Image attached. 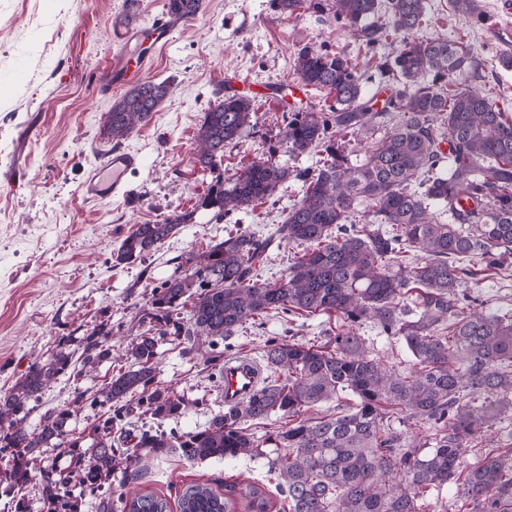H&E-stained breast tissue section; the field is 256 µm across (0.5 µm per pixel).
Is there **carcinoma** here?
<instances>
[{"mask_svg": "<svg viewBox=\"0 0 512 512\" xmlns=\"http://www.w3.org/2000/svg\"><path fill=\"white\" fill-rule=\"evenodd\" d=\"M202 0H167V13L194 17ZM292 15L302 9L341 22L369 48L401 36L386 67L401 88L383 107L363 92L351 59L319 46L297 52L295 70L305 88L325 90L326 111L291 114L283 131L288 153L321 154L316 169L297 170L270 159L254 160L229 181L211 182L199 208L213 219L254 207L288 180L302 182V197L265 238L242 231L213 240L186 259L189 272H174L153 289L137 326L150 328L132 340L129 366L97 390L77 392L76 402L104 413L85 436L72 437L71 412L47 408L38 427L27 418L42 395L64 375L78 379L111 358L103 326L79 339L81 353L66 351L62 336L51 359L31 363L0 394V455L11 512H30L26 490L39 472L42 512H84V492L95 512H167L166 499L128 498L125 488L145 457L177 455L189 462L242 455L266 459L288 512H421L429 489L456 488L467 512H512V448L502 451L489 430L512 412V318L488 313L464 286L476 260L486 267L512 265V119L479 88L448 89L472 63L466 44L445 37L418 40L424 0H270ZM170 93L166 81H144L112 102L104 126L119 144L150 121ZM253 99L226 94L196 130L194 165L214 171L224 150L253 126ZM401 122L376 141L359 164L349 161L335 137H368L386 119ZM448 211L442 223L432 206ZM196 211H175L161 224H140L125 236L116 264L142 259L172 237ZM294 244L303 254L275 282L257 266L272 244ZM413 297L414 308L400 302ZM334 315L343 330L318 345L290 337L264 345L269 372L255 392L215 414L202 429H165L199 404L157 381V337L172 336L224 376V353L215 346L247 322L277 312ZM371 322L404 342L413 357L406 372L372 358L352 326ZM349 391L345 412L308 418L305 412ZM402 413L413 426H429L430 439L405 436L385 424ZM280 415L288 422L263 437L248 423ZM139 425L132 426L131 419ZM487 450L467 469L463 455L477 444ZM65 447L67 476L37 448ZM268 512L266 491L248 485L186 488L179 512Z\"/></svg>", "mask_w": 512, "mask_h": 512, "instance_id": "carcinoma-1", "label": "carcinoma"}]
</instances>
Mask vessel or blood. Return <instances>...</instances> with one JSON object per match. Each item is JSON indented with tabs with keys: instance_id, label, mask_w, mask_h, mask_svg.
Masks as SVG:
<instances>
[{
	"instance_id": "1",
	"label": "vessel or blood",
	"mask_w": 512,
	"mask_h": 512,
	"mask_svg": "<svg viewBox=\"0 0 512 512\" xmlns=\"http://www.w3.org/2000/svg\"><path fill=\"white\" fill-rule=\"evenodd\" d=\"M172 17H162L149 25H119L112 30V42L120 48V59L112 67L113 83L130 80L134 73L149 66L148 51L166 41L178 27ZM142 165L138 152L117 148L108 155L104 165L92 167L83 184L85 197L105 201L123 197L129 176ZM263 375L261 366L245 357L231 358L224 363L221 394L225 406L232 407L248 398Z\"/></svg>"
}]
</instances>
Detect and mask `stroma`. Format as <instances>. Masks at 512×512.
Wrapping results in <instances>:
<instances>
[{"label": "stroma", "mask_w": 512, "mask_h": 512, "mask_svg": "<svg viewBox=\"0 0 512 512\" xmlns=\"http://www.w3.org/2000/svg\"><path fill=\"white\" fill-rule=\"evenodd\" d=\"M165 3L0 0V394L29 364L51 357L63 336L81 337L108 326L113 353H127L139 307L178 263L229 231L264 237L281 221L300 199L301 182L288 181L274 198L219 224L198 203L214 176L231 178L254 160L270 157L297 169L317 166L318 153L289 155L283 141L288 114L271 93L292 84L298 109L325 110L332 104L326 91L299 89L298 49L323 45L346 55L362 74L367 94L384 91L389 82L379 65L390 48L369 49L339 24L303 10L278 15L269 0H203L201 11L183 23L143 74L168 81L171 90L152 121L123 142L143 159L128 195L85 199L81 182L87 170L114 147L104 133L106 114L125 91L108 84L118 53L112 26L122 18L150 23ZM478 5L486 17L482 23L455 11L451 0H426L418 36L470 45L475 62L457 76V84L485 88L493 104L512 116V70L499 63L501 52H512V13L506 0H478ZM228 76L236 77L240 93L254 97L257 124L226 150L214 172H203L193 163L197 124L222 99L220 86ZM176 210L194 211V223L183 225L145 260L115 264L114 253L136 225L161 223ZM467 289L490 313L512 316V266L480 273ZM336 325V317L325 314H273L233 336V353L259 362L268 338L322 341L335 334ZM356 332L371 357L401 371L411 366L405 345L374 324ZM155 366L161 384L194 402L175 421L177 430L204 427L222 409L217 379L174 337H159ZM118 368L106 361L80 379L60 377L42 404L74 408L77 391L103 387ZM228 482L274 487L263 460L240 456L203 462L153 458L128 488L173 503L188 485L206 483L220 491Z\"/></svg>", "instance_id": "35a3bbf8"}]
</instances>
